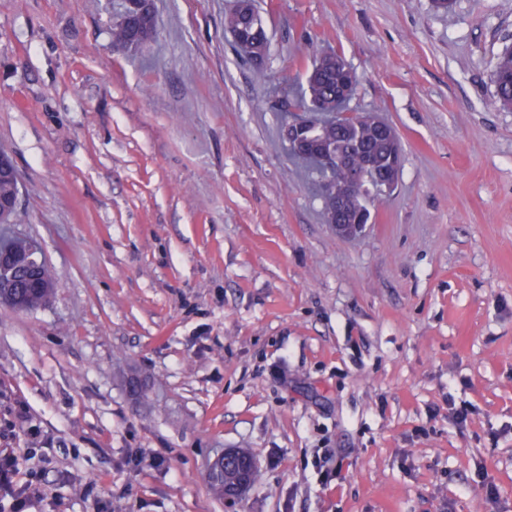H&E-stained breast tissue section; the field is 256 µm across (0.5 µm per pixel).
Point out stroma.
Segmentation results:
<instances>
[{"label": "stroma", "mask_w": 512, "mask_h": 512, "mask_svg": "<svg viewBox=\"0 0 512 512\" xmlns=\"http://www.w3.org/2000/svg\"><path fill=\"white\" fill-rule=\"evenodd\" d=\"M234 5L154 0L121 51L106 0H0L5 230L59 276L0 305V453L40 477L32 512H512V0H256L261 73ZM321 49L402 145L357 238L281 133ZM226 448L257 463L235 499L207 475ZM244 10L240 12L230 11L224 17V29L238 40L250 41L256 47V56L259 59L255 65L260 69L268 56L269 37L265 26L257 10L255 0H245ZM496 106L512 109V48L501 53L494 67Z\"/></svg>", "instance_id": "1"}]
</instances>
